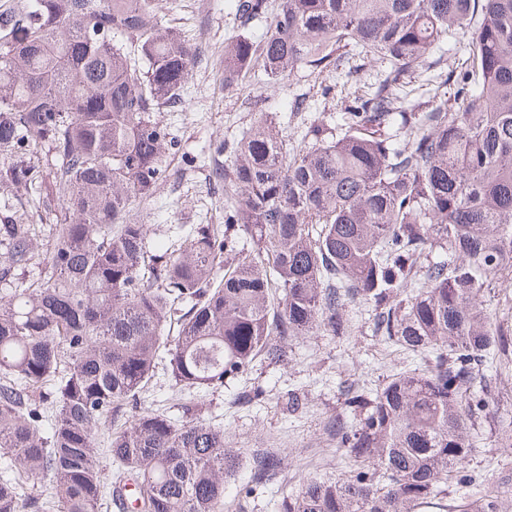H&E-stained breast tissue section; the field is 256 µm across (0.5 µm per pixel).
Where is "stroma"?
Segmentation results:
<instances>
[{
  "label": "stroma",
  "instance_id": "stroma-1",
  "mask_svg": "<svg viewBox=\"0 0 512 512\" xmlns=\"http://www.w3.org/2000/svg\"><path fill=\"white\" fill-rule=\"evenodd\" d=\"M234 0H156L158 13L166 25L184 29L196 45L200 59L190 79L186 101L178 111L162 112L177 140L168 158L167 177L154 201L146 205L147 224L221 223L224 186L215 181V165L210 146L236 136L249 126L259 111L277 113L280 131L289 146L299 143V131L306 120L319 112H341L359 86L373 82L379 65L367 64L344 79L325 81L304 70L295 71L284 84L271 87L259 69L232 85L224 83V43L246 35L260 39L265 23L248 29L239 27ZM304 97V108L296 112L292 104ZM259 108H252V101ZM353 336L336 340L328 336H308L290 344L288 362L282 366H256L253 375L263 390L262 402L246 407L238 403V386L207 394L204 398L213 423L223 425L230 447L249 451L268 448L282 453L287 462L283 477L254 494H246L248 471H241L236 486L226 498L228 512H277L279 501L294 491L311 472L329 473L340 463L341 452L326 431L327 422L341 403L340 390L348 382L373 383L389 368H411L415 362L395 352L373 337L367 317L356 314ZM503 397L496 403L490 426L481 429L468 468L490 475L501 489L512 491V447L496 442L495 430L512 423V367L500 374ZM296 391L304 398L297 412L286 409L282 397ZM183 393L173 387L165 367H158L153 385L137 404L127 406V416L146 410L167 412L173 419L182 416Z\"/></svg>",
  "mask_w": 512,
  "mask_h": 512
}]
</instances>
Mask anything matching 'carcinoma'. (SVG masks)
I'll return each instance as SVG.
<instances>
[{"label":"carcinoma","mask_w":512,"mask_h":512,"mask_svg":"<svg viewBox=\"0 0 512 512\" xmlns=\"http://www.w3.org/2000/svg\"><path fill=\"white\" fill-rule=\"evenodd\" d=\"M269 8L236 0L235 18L246 28ZM467 31L452 93L406 89ZM346 45L384 69L342 123L309 118L290 152L261 113L215 148L224 225L151 252L138 206L175 146L155 113L185 103L194 45L155 0L0 10V512H98L108 495L124 512H223L243 467L264 486L285 457L242 456L196 405L180 424L147 410L112 427L154 380L167 328L173 386L200 393L287 364L294 339L351 335L356 306L422 365L341 390L328 431L345 470L306 478L279 512H512L497 487L448 504L491 418L490 360L512 356L492 308L512 286V0H280L259 41L224 44V84L256 64L272 86L301 68L356 72ZM45 188L57 207L44 275L13 289L43 219L24 206ZM39 478L47 499L24 491Z\"/></svg>","instance_id":"1"}]
</instances>
